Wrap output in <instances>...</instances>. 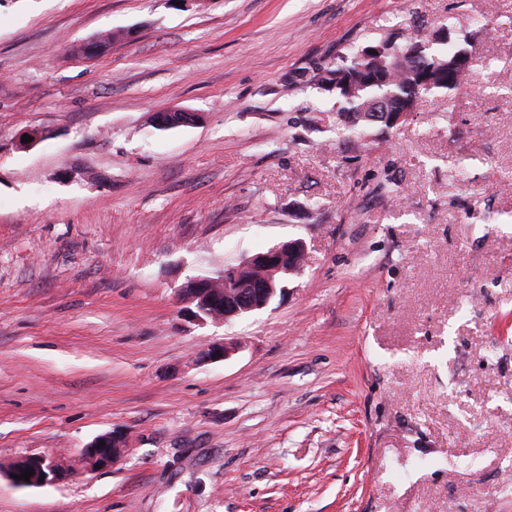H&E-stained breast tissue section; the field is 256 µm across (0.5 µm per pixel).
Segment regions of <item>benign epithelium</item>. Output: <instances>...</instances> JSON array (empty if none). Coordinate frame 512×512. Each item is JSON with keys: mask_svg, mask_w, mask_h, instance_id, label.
<instances>
[{"mask_svg": "<svg viewBox=\"0 0 512 512\" xmlns=\"http://www.w3.org/2000/svg\"><path fill=\"white\" fill-rule=\"evenodd\" d=\"M357 61L360 62L358 74L344 82L349 89L353 88L355 80L385 82L396 67L410 66L419 73L426 66L424 46L420 43L404 50L384 42L367 45L360 49ZM288 254L303 256L305 248L298 241L283 242L240 265L224 267V274L218 279L210 277L193 281L192 293L182 292L184 316L193 322L220 323L268 306L278 294L275 276L281 272H296L294 268L286 270L282 266L284 256ZM217 294L224 295V305L214 303L213 296ZM125 447V437L114 431L94 438L82 449V454L92 468L104 469L120 460ZM28 469L34 470L29 481L13 478L12 484L17 487H39L70 476L68 466L47 455L18 459L8 469V474L19 476L21 471Z\"/></svg>", "mask_w": 512, "mask_h": 512, "instance_id": "benign-epithelium-1", "label": "benign epithelium"}]
</instances>
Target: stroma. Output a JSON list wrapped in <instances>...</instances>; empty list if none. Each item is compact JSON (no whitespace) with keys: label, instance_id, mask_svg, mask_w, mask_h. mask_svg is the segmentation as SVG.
<instances>
[{"label":"stroma","instance_id":"obj_1","mask_svg":"<svg viewBox=\"0 0 512 512\" xmlns=\"http://www.w3.org/2000/svg\"><path fill=\"white\" fill-rule=\"evenodd\" d=\"M416 21L467 91L347 133L326 69ZM291 240L266 308L182 316ZM0 512H512V0H0ZM100 443H105L104 447ZM125 437L119 432L105 433L90 441L82 454L90 462L91 468L104 469L112 467L125 452ZM34 469V475L30 476L29 482L17 480L11 474L21 476V470ZM71 474L68 466L60 463L53 457L47 455L30 456L18 459L8 469V477L13 485L17 487H39L52 482H59ZM41 475H44L43 482H40Z\"/></svg>","mask_w":512,"mask_h":512}]
</instances>
